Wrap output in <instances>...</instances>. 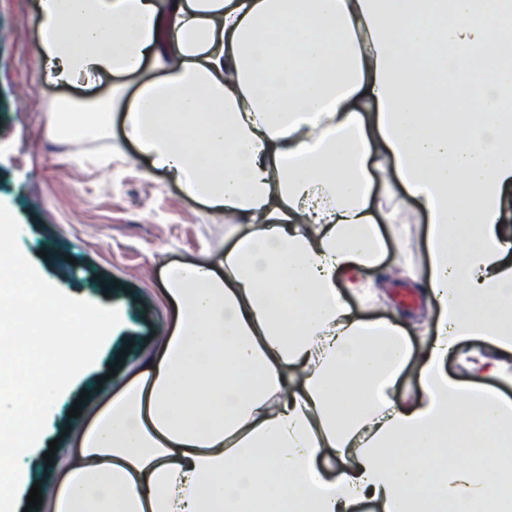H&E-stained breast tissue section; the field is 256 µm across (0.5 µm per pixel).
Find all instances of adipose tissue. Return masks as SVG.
<instances>
[{
	"instance_id": "1",
	"label": "adipose tissue",
	"mask_w": 512,
	"mask_h": 512,
	"mask_svg": "<svg viewBox=\"0 0 512 512\" xmlns=\"http://www.w3.org/2000/svg\"><path fill=\"white\" fill-rule=\"evenodd\" d=\"M35 15L49 83L160 71L131 98L56 100L49 134L88 139L122 112L138 154L236 236L223 272L168 267L177 325L85 433L56 512H512L491 480L512 460V398L483 383H512V0H35ZM415 202L429 273L399 274L423 283L418 359L403 315L347 301L383 296L366 273ZM452 354L474 381L449 376ZM477 429L483 460L449 462Z\"/></svg>"
}]
</instances>
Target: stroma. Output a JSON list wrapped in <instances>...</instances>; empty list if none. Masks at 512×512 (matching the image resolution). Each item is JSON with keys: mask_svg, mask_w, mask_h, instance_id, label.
<instances>
[{"mask_svg": "<svg viewBox=\"0 0 512 512\" xmlns=\"http://www.w3.org/2000/svg\"><path fill=\"white\" fill-rule=\"evenodd\" d=\"M88 90L48 83L37 65L34 0H0V205L20 224V246L46 279L72 294H109L120 323L78 385L58 400L52 437L69 456L98 411L139 379L145 362L174 328L177 311L165 271L176 262L222 270L231 231L222 212L189 198L165 172L137 156L121 118L93 139H52L46 108L55 99L88 98ZM116 374H109V366ZM79 417H70L74 401ZM30 451L20 496L50 492L63 477Z\"/></svg>", "mask_w": 512, "mask_h": 512, "instance_id": "stroma-1", "label": "stroma"}]
</instances>
